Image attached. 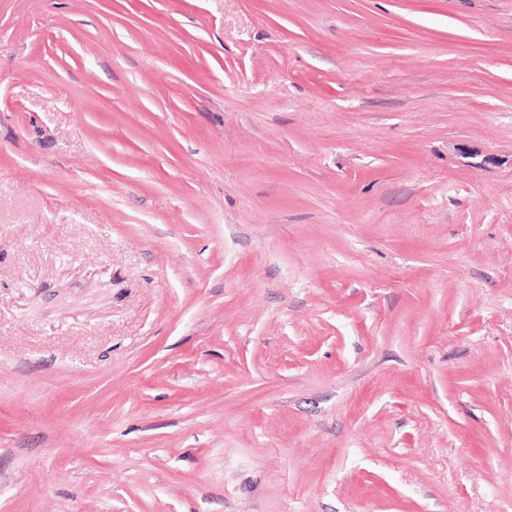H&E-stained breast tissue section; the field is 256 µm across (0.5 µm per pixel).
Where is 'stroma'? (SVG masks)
<instances>
[{
	"mask_svg": "<svg viewBox=\"0 0 512 512\" xmlns=\"http://www.w3.org/2000/svg\"><path fill=\"white\" fill-rule=\"evenodd\" d=\"M0 512H512V0H0Z\"/></svg>",
	"mask_w": 512,
	"mask_h": 512,
	"instance_id": "obj_1",
	"label": "stroma"
}]
</instances>
